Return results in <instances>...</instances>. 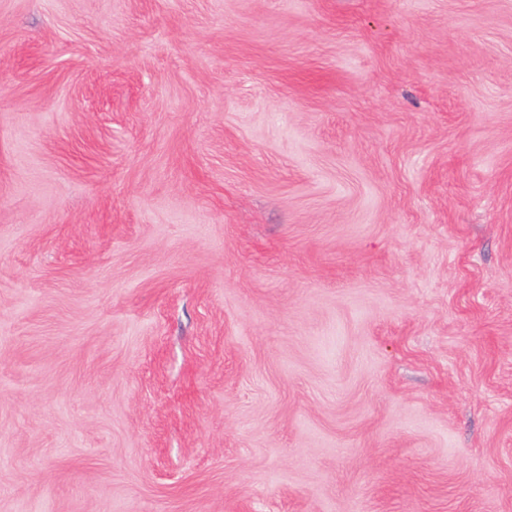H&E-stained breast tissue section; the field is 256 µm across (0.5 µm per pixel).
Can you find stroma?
Returning a JSON list of instances; mask_svg holds the SVG:
<instances>
[{
  "mask_svg": "<svg viewBox=\"0 0 512 512\" xmlns=\"http://www.w3.org/2000/svg\"><path fill=\"white\" fill-rule=\"evenodd\" d=\"M0 512H512V0H0Z\"/></svg>",
  "mask_w": 512,
  "mask_h": 512,
  "instance_id": "1",
  "label": "stroma"
}]
</instances>
